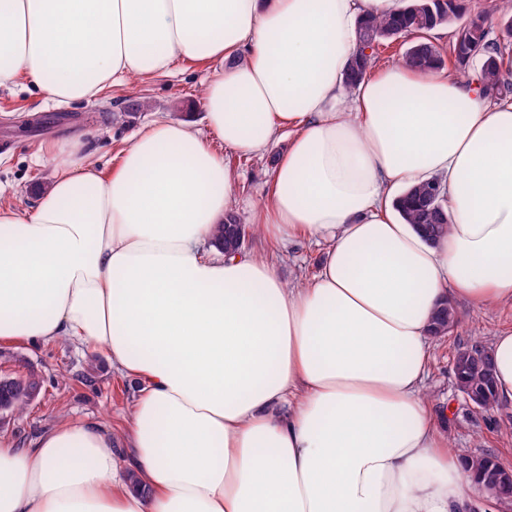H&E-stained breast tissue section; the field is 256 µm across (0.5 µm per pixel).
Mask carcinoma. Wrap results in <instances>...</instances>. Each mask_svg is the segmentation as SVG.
<instances>
[{
  "label": "carcinoma",
  "instance_id": "cac0c4a2",
  "mask_svg": "<svg viewBox=\"0 0 512 512\" xmlns=\"http://www.w3.org/2000/svg\"><path fill=\"white\" fill-rule=\"evenodd\" d=\"M464 12L459 3L448 4V0H413L409 9L394 16L369 18L362 29L368 34L360 35L357 52L354 56L347 83L355 84L369 66L379 60V51L393 43L397 36L414 37V41L402 54L404 66L427 71L433 67L452 64L458 72L468 69L470 63L481 61L479 81L481 91L489 99L503 100L512 94V82L503 74L497 58L512 41V16L503 24L497 37L489 36V30L480 26H470L462 21ZM450 28L448 48L444 49L431 40L435 30ZM445 191L439 190L436 198L427 195V186L417 185L408 189L401 199V213L409 224L418 225L419 231L427 238H437L448 232V214L445 210ZM254 228L237 222L231 215L227 223L216 229V246L234 253L242 249L246 237ZM455 305L450 300L439 303L434 318V335L442 337L457 324ZM456 383L462 394L477 396L485 407L496 405L494 389V369H482L460 351L456 359ZM40 391V381L33 375L0 379V403L6 404L13 412H21L29 403V398ZM491 462V456L466 458V469L470 475L481 479Z\"/></svg>",
  "mask_w": 512,
  "mask_h": 512
}]
</instances>
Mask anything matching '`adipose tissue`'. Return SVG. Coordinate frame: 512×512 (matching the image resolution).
I'll use <instances>...</instances> for the list:
<instances>
[{"label": "adipose tissue", "mask_w": 512, "mask_h": 512, "mask_svg": "<svg viewBox=\"0 0 512 512\" xmlns=\"http://www.w3.org/2000/svg\"><path fill=\"white\" fill-rule=\"evenodd\" d=\"M397 0H0V87L62 104L189 60L213 65L203 128L156 119L110 172L76 139L44 150L33 208L0 205V344L103 350L138 384L121 430L64 418L0 439V512H476L423 391L444 298L512 301V100L443 68L347 73L361 23ZM254 222L324 246L290 285L225 255V150L281 136ZM440 180L426 240L395 203ZM512 406V332L495 335ZM125 454H117L115 442Z\"/></svg>", "instance_id": "obj_1"}]
</instances>
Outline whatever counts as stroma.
Listing matches in <instances>:
<instances>
[{"instance_id": "35a3bbf8", "label": "stroma", "mask_w": 512, "mask_h": 512, "mask_svg": "<svg viewBox=\"0 0 512 512\" xmlns=\"http://www.w3.org/2000/svg\"><path fill=\"white\" fill-rule=\"evenodd\" d=\"M207 73V65L185 61L173 75L145 83L128 80L87 103H55L32 91L23 78L0 88V202L33 206L36 189L52 173L51 163L38 154L40 145L81 137L93 161L107 169L142 125L160 116L200 118ZM287 147L283 136L260 156L225 152L224 162L239 180L233 208L238 223L252 224L269 189L273 160ZM244 250L273 262L290 284L312 273L324 255L323 247L306 241L282 245L257 233L246 240ZM455 306L458 323L434 342L425 393L447 411L443 426L454 452L488 454L512 468V407L474 409L458 391L452 366L458 349L489 346L496 333L512 330V302L476 310L459 298ZM30 373L41 382L39 395L23 413L0 419V437L20 447L30 446L64 416L118 429L135 395L134 383L113 371L104 352L78 349L65 341L35 347L0 345V377Z\"/></svg>"}]
</instances>
